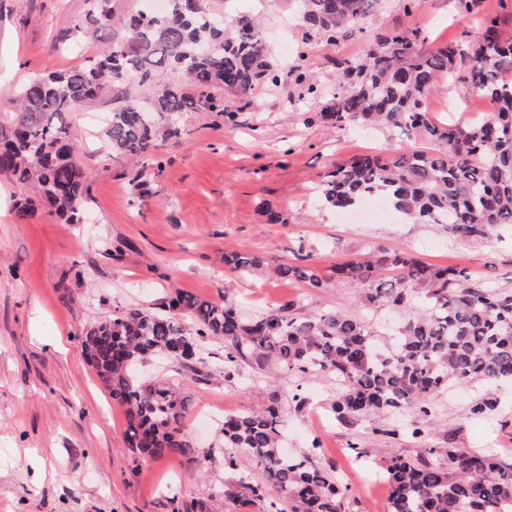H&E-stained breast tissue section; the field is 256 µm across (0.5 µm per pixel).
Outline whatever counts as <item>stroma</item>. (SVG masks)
<instances>
[{"instance_id": "stroma-1", "label": "stroma", "mask_w": 512, "mask_h": 512, "mask_svg": "<svg viewBox=\"0 0 512 512\" xmlns=\"http://www.w3.org/2000/svg\"><path fill=\"white\" fill-rule=\"evenodd\" d=\"M203 6L228 23L245 13L258 17L274 68L298 70L299 79L255 86L245 107L237 96L215 91L234 108L233 118L205 109L188 113L182 139L160 142L144 172L111 156L103 137L111 95L74 112L69 123L80 147L77 159L90 176L84 224L64 223L44 210L21 218L14 207L19 187L0 177V512H168L174 494L207 512H267L265 502L223 499L225 483L253 476L256 465L240 453L235 467L225 466L217 419L203 424L197 415L211 408L251 412L269 388L279 392L285 448L314 451L318 465L347 478L344 512H384L387 494L370 476L383 473L398 452L413 456L424 445L451 446L512 464V381L497 387L501 406L488 416L472 413L483 387L468 384L436 395L429 415L419 419L406 409L343 424L330 411L340 390L335 377L244 365L228 379L217 357L220 343L208 342L204 361L193 367L155 357L141 367L188 396L183 426L197 443V462L165 456L133 466L124 412L80 346L83 331L115 309H153L176 291L229 294L247 316L294 300L306 313L359 314L387 346L393 329L421 313V305L375 308L354 286L284 281L274 265L302 254L325 273L339 261L404 250L433 265L466 267L473 278L512 290L510 226L465 240L442 225L399 217L346 222L316 196L318 179L332 163L415 144L399 128L339 131L307 122L308 113L321 111L339 91V63L360 61L379 34L406 25L420 28L432 46L476 32V18L461 13L457 0H425L409 15L404 0H375L360 25L333 43L304 40L297 0H204ZM90 8V0H0V102L17 85L75 68L119 37L115 29L75 46L72 28ZM427 108L435 120L467 127L485 119L491 105L450 78ZM144 175L150 194L143 199L138 182ZM269 208L281 211L285 223H268ZM231 251L262 255L270 267L254 278L239 277L224 267ZM296 392L303 406H295ZM402 419L417 421L421 436H389ZM352 444L363 456L350 463L343 450Z\"/></svg>"}]
</instances>
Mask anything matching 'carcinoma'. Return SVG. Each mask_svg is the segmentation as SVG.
<instances>
[{
    "instance_id": "cac0c4a2",
    "label": "carcinoma",
    "mask_w": 512,
    "mask_h": 512,
    "mask_svg": "<svg viewBox=\"0 0 512 512\" xmlns=\"http://www.w3.org/2000/svg\"><path fill=\"white\" fill-rule=\"evenodd\" d=\"M75 29L93 37L118 26L122 36L89 56L84 65L35 77L0 105V176L33 195L18 207L21 218L44 204L68 224H82L88 202L87 172L60 117L112 91L118 106L104 128L112 151L147 164L160 141L178 140L183 117L213 109L210 90L240 98L254 87L292 78L268 59L258 22L240 16L224 26L200 0H168L163 15L143 10L122 20L110 0H92ZM375 0H301L306 39L327 42L356 25ZM482 0H458L479 16L477 36L437 47L417 28L377 37L359 63H346L339 84H348L313 113L310 121L336 129L402 128L424 148L384 158L364 153L336 164L318 183L322 204L348 209L368 196L383 195L398 214L416 223L444 224L460 239H483L512 224V41L501 39L500 19L481 14ZM181 69L183 85L156 78L152 66ZM459 77L472 93L498 103L497 111L461 128L436 123L426 104L439 81ZM267 259L224 253V266L242 276L264 271ZM283 280L322 287L325 277L309 263H280ZM329 277L363 291L365 303L399 308L414 296L424 313L409 318L387 352L376 346L372 326L360 315L320 310L296 315L288 302L249 319L226 294L203 299L178 292L155 310L114 312L86 329L81 352L112 402L124 409L125 443L140 458L178 455L196 461L198 449L183 429L188 397L167 383L142 377L135 367L165 355L182 363L200 355L202 343L224 344V376L243 364L257 371L275 366L286 373L336 377L341 391L331 403L337 420L349 424L372 412L412 407L429 413L432 398L448 383L495 385L512 379V292L472 280L458 265H431L404 251L348 260ZM260 410L226 414L224 461L234 465L243 451L257 473L248 482L224 484L222 497L256 502L271 491L272 512H342L348 488L312 462V453L287 455L280 448L283 419L277 391L265 393ZM390 487L385 512H499L512 501V467L495 457L462 448H424L416 456L393 455L386 466Z\"/></svg>"
}]
</instances>
